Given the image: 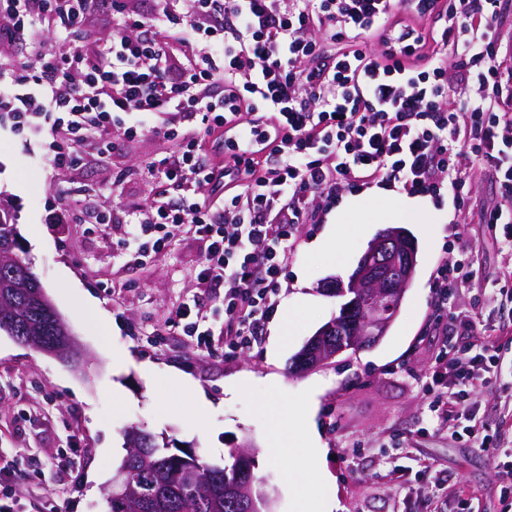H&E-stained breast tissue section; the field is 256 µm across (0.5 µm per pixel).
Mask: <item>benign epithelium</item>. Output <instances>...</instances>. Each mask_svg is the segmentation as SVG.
I'll use <instances>...</instances> for the list:
<instances>
[{"instance_id": "obj_1", "label": "benign epithelium", "mask_w": 512, "mask_h": 512, "mask_svg": "<svg viewBox=\"0 0 512 512\" xmlns=\"http://www.w3.org/2000/svg\"><path fill=\"white\" fill-rule=\"evenodd\" d=\"M417 266V245L404 229H389L378 234L358 259L350 276L355 296L349 309L361 311L350 337L337 334L339 321L332 319L305 343L297 360V371L305 372L325 365L349 350H360L378 344L390 329L393 319L382 315V307L398 310L410 287ZM60 336L54 346L42 352L63 361L81 363L85 353L67 324L55 316Z\"/></svg>"}]
</instances>
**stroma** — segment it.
Returning <instances> with one entry per match:
<instances>
[{"label":"stroma","mask_w":512,"mask_h":512,"mask_svg":"<svg viewBox=\"0 0 512 512\" xmlns=\"http://www.w3.org/2000/svg\"><path fill=\"white\" fill-rule=\"evenodd\" d=\"M125 121L142 133L129 139L115 132L113 152L97 153L95 137H87L82 193L72 207L62 195L69 177L47 169L41 135L16 131L0 117V206L17 226L19 256L86 353L75 371L0 332V460L12 472L18 512H108L112 475L126 453L123 430L131 424L219 466L229 449L250 447L254 474L271 495L270 512H297L292 471L333 485V509L319 501L312 512H413L419 498L440 512H460L462 497L478 504V512H512L500 498L502 475L489 455L463 438L418 434L430 420L431 398L416 377L430 372L448 347L453 314L475 309L484 324L512 322V302H484L486 289H512V253L497 245L502 227L480 221L481 211L498 200L488 171H475L463 213L447 198L430 203L421 223L409 225L418 266L381 343L296 377L288 370L291 359L342 303L323 283L348 280L370 240L391 226L389 214L372 224L301 225L260 335L225 355L224 295L198 285L199 242L179 233L151 259L136 258L120 244L131 206L153 194L150 162L178 148L153 134L162 116L133 113ZM85 207L115 214L116 221L84 223L79 211ZM458 220L473 249L471 280L468 290L439 307L433 274L457 244ZM325 236L336 264L311 249ZM196 300L211 331L209 351L191 349L183 336L158 339L175 311ZM292 312L300 321L292 338L280 342L276 327ZM497 345L501 374L471 400L491 423L499 415L500 389L512 387V340ZM199 395L212 405L203 415L193 408ZM282 407L306 410L318 450L306 449L296 426L279 416ZM423 459L432 465L425 474Z\"/></svg>","instance_id":"35a3bbf8"}]
</instances>
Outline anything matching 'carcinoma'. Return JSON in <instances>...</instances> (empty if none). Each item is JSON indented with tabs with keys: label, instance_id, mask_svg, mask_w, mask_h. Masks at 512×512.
Instances as JSON below:
<instances>
[{
	"label": "carcinoma",
	"instance_id": "cac0c4a2",
	"mask_svg": "<svg viewBox=\"0 0 512 512\" xmlns=\"http://www.w3.org/2000/svg\"><path fill=\"white\" fill-rule=\"evenodd\" d=\"M17 231L0 209V328L11 336H31L41 343L58 334L48 305L36 297L33 285L12 276L15 260L1 256L3 246L15 243ZM126 455L120 480L130 486L124 498H107L108 512H243L238 490L246 492L252 512H264L266 493L256 486L253 460L239 449L229 450L232 463L220 467L186 450L173 452L147 429L131 425L123 430Z\"/></svg>",
	"mask_w": 512,
	"mask_h": 512
}]
</instances>
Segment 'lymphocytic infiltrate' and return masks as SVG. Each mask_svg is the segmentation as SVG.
<instances>
[{"label": "lymphocytic infiltrate", "mask_w": 512, "mask_h": 512, "mask_svg": "<svg viewBox=\"0 0 512 512\" xmlns=\"http://www.w3.org/2000/svg\"><path fill=\"white\" fill-rule=\"evenodd\" d=\"M100 0H0V44L77 42L13 69L0 112L16 129L42 118L44 156L56 172L81 165V133L103 148L112 130L138 131L126 114L167 115L157 135L180 142L160 162L157 190L129 228L141 256L188 230L204 245L198 278L224 291V345L255 336L281 285L300 225L317 223L344 194L387 190L463 201L474 169L491 173L497 204L486 224L504 225L512 250V63L503 51L504 0H111L112 40L84 42ZM433 27L420 26L423 18ZM206 41L211 51L198 55ZM228 122L246 139L209 153ZM499 371L492 338L439 354L421 376L432 397V432L453 427L499 458L465 402Z\"/></svg>", "instance_id": "f902f5d3"}]
</instances>
